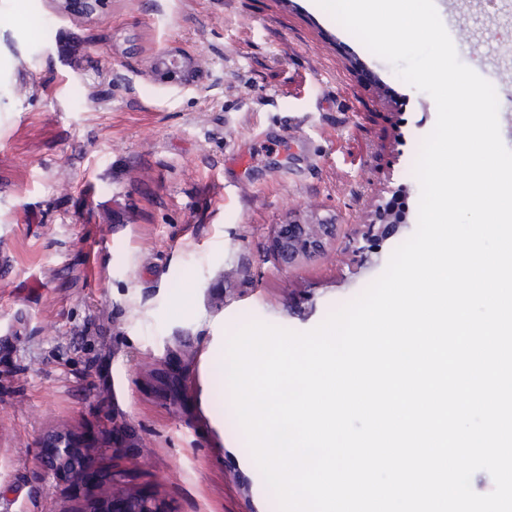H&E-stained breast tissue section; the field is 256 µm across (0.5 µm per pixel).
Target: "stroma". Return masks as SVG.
I'll return each mask as SVG.
<instances>
[{
    "mask_svg": "<svg viewBox=\"0 0 512 512\" xmlns=\"http://www.w3.org/2000/svg\"><path fill=\"white\" fill-rule=\"evenodd\" d=\"M453 23L459 60L505 75L512 149V0H460ZM176 49L198 90L153 77ZM436 118L316 0H0V512H80L115 485L171 512H257L245 435L222 426L228 340L312 330L384 272L416 230ZM284 122L310 152L261 145ZM242 148L257 162L227 181ZM394 196L403 214L380 221ZM317 220L322 251L283 263L275 230ZM49 436L100 478L54 470Z\"/></svg>",
    "mask_w": 512,
    "mask_h": 512,
    "instance_id": "stroma-1",
    "label": "stroma"
}]
</instances>
